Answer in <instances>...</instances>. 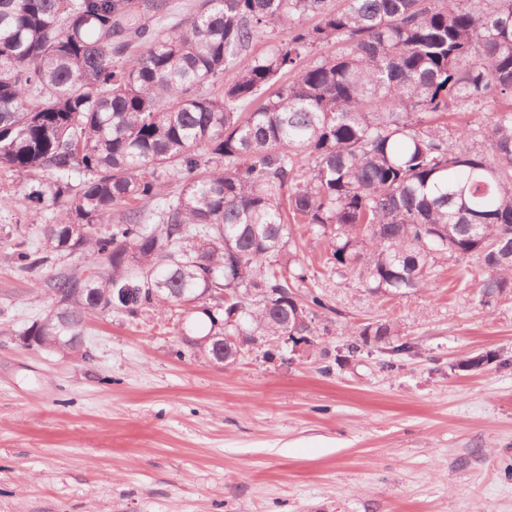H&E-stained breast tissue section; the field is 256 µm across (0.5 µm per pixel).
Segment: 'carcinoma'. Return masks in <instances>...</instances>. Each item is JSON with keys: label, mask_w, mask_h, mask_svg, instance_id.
Returning <instances> with one entry per match:
<instances>
[{"label": "carcinoma", "mask_w": 512, "mask_h": 512, "mask_svg": "<svg viewBox=\"0 0 512 512\" xmlns=\"http://www.w3.org/2000/svg\"><path fill=\"white\" fill-rule=\"evenodd\" d=\"M0 0V169L53 208L21 274L67 254L44 282L66 316L23 332L83 359L89 316L114 288L177 296L233 288L190 336L311 334V292L291 225L329 237L334 264L375 296L427 285L438 259L476 258L482 301L512 292V0ZM262 35L268 49L247 54ZM325 46L333 56L303 66ZM494 111L475 129L462 116ZM180 183L173 195L171 182ZM118 221L111 223L113 212ZM158 288L156 295L150 289ZM269 308L252 305L263 290ZM388 323L359 333L386 342Z\"/></svg>", "instance_id": "obj_1"}]
</instances>
